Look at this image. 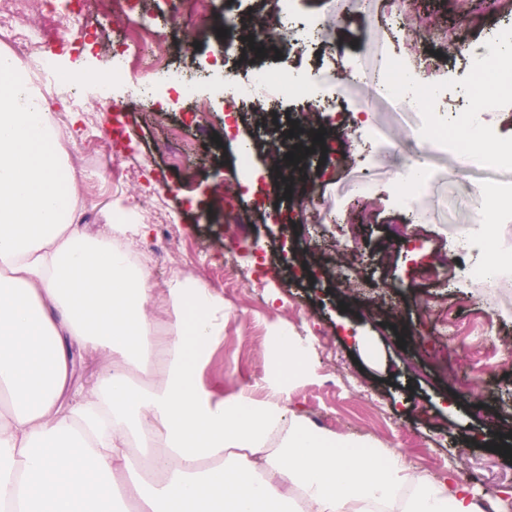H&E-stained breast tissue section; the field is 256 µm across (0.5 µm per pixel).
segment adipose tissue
I'll list each match as a JSON object with an SVG mask.
<instances>
[{"label": "adipose tissue", "mask_w": 512, "mask_h": 512, "mask_svg": "<svg viewBox=\"0 0 512 512\" xmlns=\"http://www.w3.org/2000/svg\"><path fill=\"white\" fill-rule=\"evenodd\" d=\"M57 141L44 97L1 53L0 512H480L466 485L285 418L286 388L308 368L299 341L271 349L263 397L205 393L196 371L224 332L223 300L174 276L158 342L150 271L111 241L146 225L110 215L109 238L80 231ZM87 350L120 364L90 389L70 370ZM135 445L160 478L134 462Z\"/></svg>", "instance_id": "adipose-tissue-1"}]
</instances>
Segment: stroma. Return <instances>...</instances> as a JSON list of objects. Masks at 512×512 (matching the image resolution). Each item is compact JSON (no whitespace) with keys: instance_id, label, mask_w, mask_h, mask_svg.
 I'll return each instance as SVG.
<instances>
[{"instance_id":"35a3bbf8","label":"stroma","mask_w":512,"mask_h":512,"mask_svg":"<svg viewBox=\"0 0 512 512\" xmlns=\"http://www.w3.org/2000/svg\"><path fill=\"white\" fill-rule=\"evenodd\" d=\"M412 15L425 21L421 38L407 45L392 26L385 0H296L297 20L312 22L313 41H295L267 66H288L310 77L304 95L280 94L281 119L311 114L327 126L343 120L349 133L337 146L350 160L336 176L317 180L320 169L334 166L332 154L312 158L313 208L323 218L336 248V261L361 255L359 278L328 281L315 275L293 279L291 268L303 262L302 249L283 253L278 228L266 221L274 208L293 210L279 187L287 161L275 132L259 129L250 110L237 115L225 131V104L214 100L206 118H195L190 102L170 94L149 97L142 66H131L112 89V101L125 115L128 148L108 155L97 142L106 127L94 99L92 82L69 94L31 80L49 101L51 118L62 137L61 152L76 168L81 230L107 234L104 214L124 209L131 221L148 225L133 248L145 253L156 296H163L174 271L193 266L197 279L224 298V334L197 373L199 385L220 400L248 388L262 394L272 363L265 348L275 333L290 329L309 347V369L287 387L286 410L305 416L326 432L372 438L399 455L407 466L437 479L456 482L473 472L477 498L512 499V460L499 446L512 435V363L504 349L512 344V269L502 272L494 290L477 287L464 274L485 244L475 237L485 212L481 185L512 187V164L471 172L456 168L446 145L426 138L434 120L468 111L460 97H441L424 109L374 97L370 80L393 57L438 54L437 36L447 32L461 49L479 42L503 18L496 0H415ZM223 9L173 16L171 0H148L145 18L170 37V60L183 68L208 95L212 77L250 74L240 58V41L222 46L212 30L224 25ZM128 22L109 19L84 30L61 31L52 45L61 68L76 74L100 69L107 54H120ZM346 44L338 54L337 44ZM82 99V109L73 100ZM167 110L165 126L149 117V107ZM255 150L250 168L240 163L237 142ZM428 171L423 193L408 209L397 198L411 156L408 142ZM335 167V166H334ZM272 185L266 201L241 187L246 175ZM231 200L249 216L239 225L240 249L224 254L221 203ZM171 223H164V216ZM407 227L414 250L382 263L379 249L393 242V226ZM468 236L466 254L448 248L452 237ZM438 259L432 280H421L415 263ZM237 274L226 277V267ZM452 318L470 343L467 354H447L441 322ZM369 336L371 351L353 340ZM445 371H437L440 356ZM469 386L460 389L458 380ZM456 409H449V402Z\"/></svg>"}]
</instances>
